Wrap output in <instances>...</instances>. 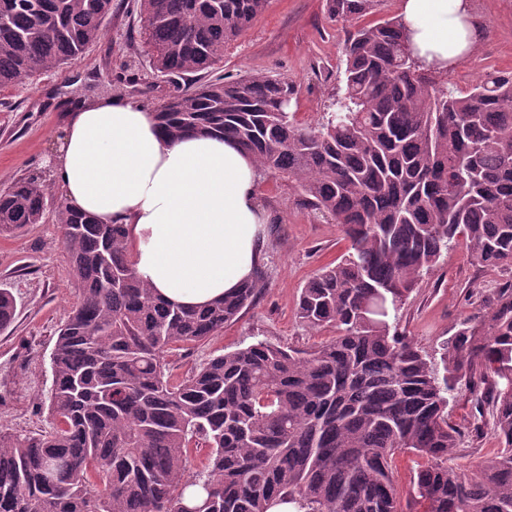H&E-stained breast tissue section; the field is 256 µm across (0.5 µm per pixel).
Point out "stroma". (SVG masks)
I'll list each match as a JSON object with an SVG mask.
<instances>
[{"instance_id": "stroma-1", "label": "stroma", "mask_w": 512, "mask_h": 512, "mask_svg": "<svg viewBox=\"0 0 512 512\" xmlns=\"http://www.w3.org/2000/svg\"><path fill=\"white\" fill-rule=\"evenodd\" d=\"M481 24L471 55L441 73L449 87L465 91L490 72L512 74V0H470ZM137 0H112L107 32L75 64L40 73L26 84L0 89V190L35 172L50 173L57 149L60 115L36 104L39 91L69 97L101 90L124 91L158 106L174 93L173 83L156 76L139 33ZM344 32L329 21L325 0H269L248 30L224 49L219 71L228 79L279 73L299 94L291 110L299 122H322L332 97L344 86ZM258 202L265 215L259 264L266 285L237 321L200 345L180 344L167 356L171 374L182 377L207 359L258 340L312 349L332 330L304 326L296 315L301 289L316 271L348 250L340 227L304 208L287 179L261 174ZM512 286V265L477 263L465 242L423 274L399 312L398 329L426 355L439 357L460 323L478 315L485 300ZM10 290L17 309L13 324L0 333V431L38 433L50 428L42 405L51 386L50 355L58 330L79 301V285L54 220L29 225L19 236L0 235V289ZM471 394L458 385L448 420L463 441L453 462L475 469L494 456L499 443L491 425L474 428Z\"/></svg>"}]
</instances>
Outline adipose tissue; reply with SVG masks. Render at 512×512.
Segmentation results:
<instances>
[{
    "label": "adipose tissue",
    "mask_w": 512,
    "mask_h": 512,
    "mask_svg": "<svg viewBox=\"0 0 512 512\" xmlns=\"http://www.w3.org/2000/svg\"><path fill=\"white\" fill-rule=\"evenodd\" d=\"M418 57L457 65L480 33L469 0H401ZM52 176L67 206L125 228L138 274L165 299L202 306L250 279L264 222L258 169L231 140L169 141L132 97L66 100Z\"/></svg>",
    "instance_id": "ef3b65f1"
}]
</instances>
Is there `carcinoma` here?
<instances>
[{"label":"carcinoma","mask_w":512,"mask_h":512,"mask_svg":"<svg viewBox=\"0 0 512 512\" xmlns=\"http://www.w3.org/2000/svg\"><path fill=\"white\" fill-rule=\"evenodd\" d=\"M377 0H326L345 30V86L326 122L298 123L286 77L219 76L156 108L161 134L233 139L294 183L350 248L301 289L300 321L335 336L301 351L258 340L174 379L166 354L218 334L254 301L264 271L201 308L171 303L128 256L124 227L61 204L55 223L80 285L59 330L46 401L52 428L0 431V512H400L391 461L427 458L425 512H512V288L460 323L440 360L398 332L422 273L459 237L484 265L512 264V75L455 94L414 58L401 17L360 26ZM268 0H139L154 71L209 74ZM112 0H0V88L81 59ZM47 219L46 177L0 191V234ZM16 302L0 289V330ZM481 391L501 445L474 472L451 464L459 383ZM209 449L190 472V446Z\"/></svg>","instance_id":"obj_1"}]
</instances>
